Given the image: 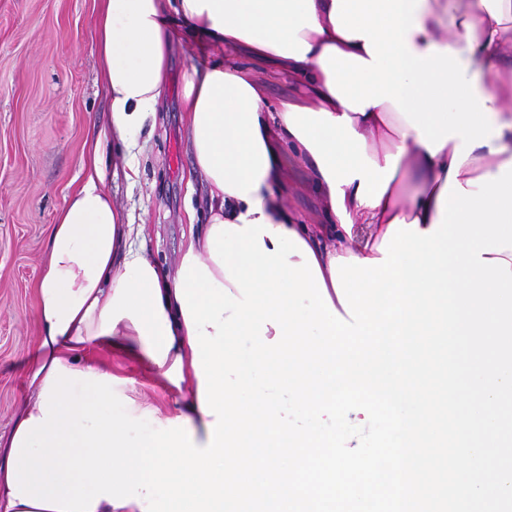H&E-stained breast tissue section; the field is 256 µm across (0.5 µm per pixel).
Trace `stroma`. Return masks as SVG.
Listing matches in <instances>:
<instances>
[{
    "mask_svg": "<svg viewBox=\"0 0 512 512\" xmlns=\"http://www.w3.org/2000/svg\"><path fill=\"white\" fill-rule=\"evenodd\" d=\"M98 0H0V436L33 402L27 367L38 340L37 277L51 224L66 198L84 181L81 160L93 129L109 118V102L93 50ZM266 87L270 104L301 95L299 84L268 65L239 56ZM190 60L176 44L156 127L147 144L104 145L116 167L138 174L105 175L103 188L139 227L137 249L174 269L189 228L205 210L188 180L191 155L179 108L182 73ZM288 204L306 223L320 221L322 198L308 169L293 157ZM115 375L135 380L141 398L164 408L171 397L161 380L134 358L113 355Z\"/></svg>",
    "mask_w": 512,
    "mask_h": 512,
    "instance_id": "35a3bbf8",
    "label": "stroma"
}]
</instances>
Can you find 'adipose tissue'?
<instances>
[{"label": "adipose tissue", "mask_w": 512, "mask_h": 512, "mask_svg": "<svg viewBox=\"0 0 512 512\" xmlns=\"http://www.w3.org/2000/svg\"><path fill=\"white\" fill-rule=\"evenodd\" d=\"M332 9L333 0H101L94 51L110 121L88 147L83 185L50 227L36 290L34 394L57 364L105 374L85 351L130 354L175 392L170 418L187 420L197 445L210 441L175 294L178 277L133 248V225L101 185L102 144L128 145L157 118L173 49L169 16L179 17L191 36L265 62L304 88L301 98L274 107L247 68L215 58L185 71L182 110L207 213L189 244L216 281L224 273L209 254V230L242 216L295 233L326 279L335 258L379 257L393 221L417 223L424 232L439 220L459 138L430 152L390 102L358 113L331 94L320 64L324 50L367 54L363 39L335 31ZM416 17L420 28L409 34L414 53L434 46L455 51L501 129L463 162L459 184L496 175L512 162V0H423ZM372 136L380 148L369 149ZM287 151L310 169L323 194L321 223H306L287 204Z\"/></svg>", "instance_id": "1"}]
</instances>
